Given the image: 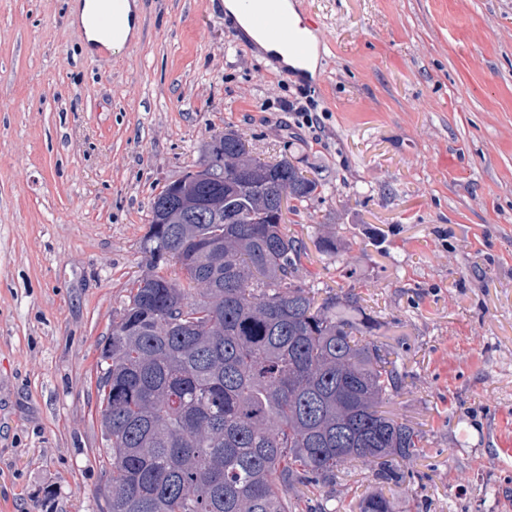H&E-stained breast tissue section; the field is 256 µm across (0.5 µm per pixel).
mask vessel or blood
<instances>
[{"label": "vessel or blood", "mask_w": 512, "mask_h": 512, "mask_svg": "<svg viewBox=\"0 0 512 512\" xmlns=\"http://www.w3.org/2000/svg\"><path fill=\"white\" fill-rule=\"evenodd\" d=\"M96 3L87 21L100 36L90 45L92 55L106 54L135 41L140 26L136 0ZM238 5L247 22L233 24L237 37L248 44L258 38L286 49L290 60L281 66L283 76L309 80L311 71L305 63L322 52L324 39L308 0H238Z\"/></svg>", "instance_id": "1"}]
</instances>
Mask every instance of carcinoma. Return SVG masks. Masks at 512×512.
Instances as JSON below:
<instances>
[{
  "instance_id": "1",
  "label": "carcinoma",
  "mask_w": 512,
  "mask_h": 512,
  "mask_svg": "<svg viewBox=\"0 0 512 512\" xmlns=\"http://www.w3.org/2000/svg\"><path fill=\"white\" fill-rule=\"evenodd\" d=\"M224 167V181L212 171ZM319 182L288 157L253 158L226 129L194 170L151 201L147 271L97 358L111 481L105 512H333L343 466H371L381 489L358 512H394L423 434L382 410L403 375L369 337L380 327L354 290L300 281L306 246L288 234L281 191L302 203ZM224 218L174 224L187 201ZM179 266L182 277L164 269Z\"/></svg>"
}]
</instances>
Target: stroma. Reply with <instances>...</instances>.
Instances as JSON below:
<instances>
[{
	"mask_svg": "<svg viewBox=\"0 0 512 512\" xmlns=\"http://www.w3.org/2000/svg\"><path fill=\"white\" fill-rule=\"evenodd\" d=\"M71 2L0 0V512H103L99 349L151 199L227 128L322 182L284 219L397 357L385 409L424 435L397 512H512V0H310L315 87L236 44L225 0H143L100 60Z\"/></svg>",
	"mask_w": 512,
	"mask_h": 512,
	"instance_id": "35a3bbf8",
	"label": "stroma"
}]
</instances>
